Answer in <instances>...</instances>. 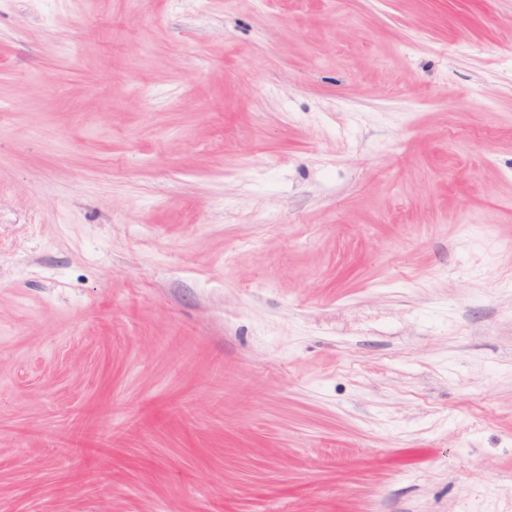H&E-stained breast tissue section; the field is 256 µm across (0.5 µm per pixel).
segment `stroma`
Listing matches in <instances>:
<instances>
[{
    "label": "stroma",
    "instance_id": "1",
    "mask_svg": "<svg viewBox=\"0 0 512 512\" xmlns=\"http://www.w3.org/2000/svg\"><path fill=\"white\" fill-rule=\"evenodd\" d=\"M0 512H512V0H0Z\"/></svg>",
    "mask_w": 512,
    "mask_h": 512
}]
</instances>
